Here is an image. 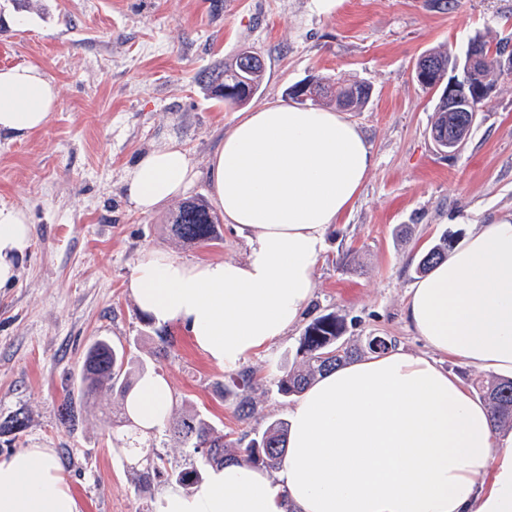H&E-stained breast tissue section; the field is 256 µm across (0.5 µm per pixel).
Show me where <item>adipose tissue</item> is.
<instances>
[{"label": "adipose tissue", "instance_id": "adipose-tissue-1", "mask_svg": "<svg viewBox=\"0 0 512 512\" xmlns=\"http://www.w3.org/2000/svg\"><path fill=\"white\" fill-rule=\"evenodd\" d=\"M58 91L25 64L0 69V132L41 129ZM373 166L342 114L280 102L243 114L224 133L206 175L241 260L187 262L144 251L128 287L158 325L184 327L215 366L236 369L302 318L330 230L353 207ZM197 177L170 143L128 169L129 208L148 214L182 199ZM32 245L24 206H0V289ZM405 317L433 355L372 354L319 377L291 411L286 455L270 472L234 461L201 486L167 487L156 512H512V432L438 364L460 359L512 374V219L479 225L408 292ZM160 376L127 396L145 431L171 412ZM0 512H82L49 448L0 456Z\"/></svg>", "mask_w": 512, "mask_h": 512}]
</instances>
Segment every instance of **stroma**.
Listing matches in <instances>:
<instances>
[{
  "label": "stroma",
  "mask_w": 512,
  "mask_h": 512,
  "mask_svg": "<svg viewBox=\"0 0 512 512\" xmlns=\"http://www.w3.org/2000/svg\"><path fill=\"white\" fill-rule=\"evenodd\" d=\"M0 0V68L39 66L59 90L49 122L22 137L0 133V205L26 207L32 248L16 282L0 290V417L23 410L27 426L0 454L51 448L83 512H155L164 485L140 487L121 448L129 428L110 427V393H98L74 424L59 407L78 385V365L99 337H139L133 355L187 407L225 432L262 433L287 420L296 397L272 383L296 363L305 324L333 312L342 342L395 338L424 354L405 300L421 256L442 236L459 240L478 224L512 217V75L498 79L458 153L430 135L438 95L415 78L420 56H464L474 36L512 45V0ZM264 62L262 91L248 103L288 102L292 85L323 76L371 88L346 117L364 134L374 167L351 212L328 235L302 324L248 358L262 385L240 422L231 372L211 364L179 326L171 352L155 353L150 328L127 288L143 251L183 261L239 258L244 242L228 224L211 244L175 239L174 205L141 215L123 180L142 155L168 143L200 176L189 194L208 198L204 171L240 111L225 107L200 75L242 49Z\"/></svg>",
  "instance_id": "stroma-1"
}]
</instances>
